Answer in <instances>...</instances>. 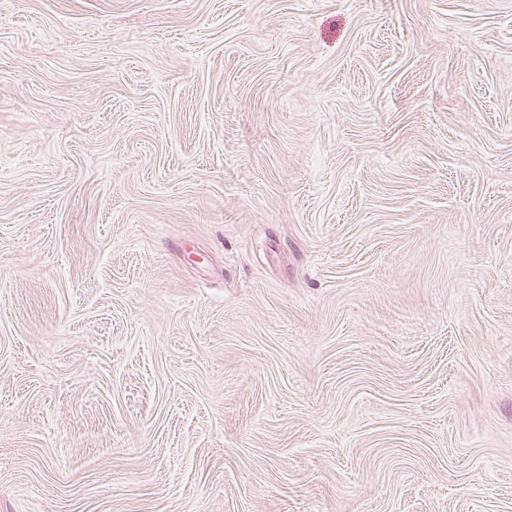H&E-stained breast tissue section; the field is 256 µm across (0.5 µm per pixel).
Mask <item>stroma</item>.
Segmentation results:
<instances>
[{
    "label": "stroma",
    "instance_id": "stroma-1",
    "mask_svg": "<svg viewBox=\"0 0 512 512\" xmlns=\"http://www.w3.org/2000/svg\"><path fill=\"white\" fill-rule=\"evenodd\" d=\"M0 512H512V0H0Z\"/></svg>",
    "mask_w": 512,
    "mask_h": 512
}]
</instances>
